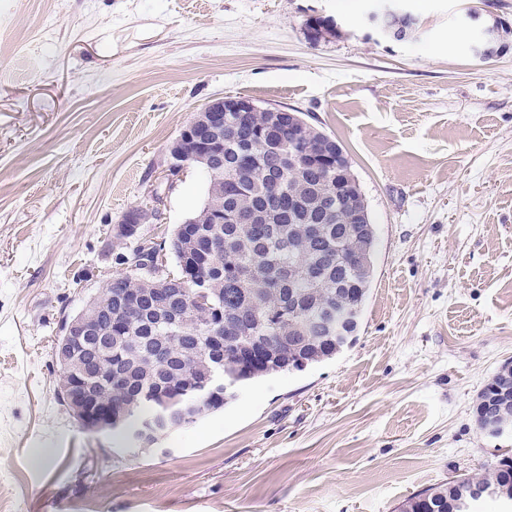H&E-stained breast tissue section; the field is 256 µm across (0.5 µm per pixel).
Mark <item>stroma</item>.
Returning <instances> with one entry per match:
<instances>
[{
    "label": "stroma",
    "mask_w": 512,
    "mask_h": 512,
    "mask_svg": "<svg viewBox=\"0 0 512 512\" xmlns=\"http://www.w3.org/2000/svg\"><path fill=\"white\" fill-rule=\"evenodd\" d=\"M372 0H0V512H398L482 475L512 435L475 405L512 360V35L479 61L473 9L403 0L414 40L365 39ZM337 22L310 39L307 22ZM292 109L347 150L377 246L355 342L242 386L140 446L56 398L63 319L107 283L119 216L206 200L167 148L217 97Z\"/></svg>",
    "instance_id": "obj_1"
}]
</instances>
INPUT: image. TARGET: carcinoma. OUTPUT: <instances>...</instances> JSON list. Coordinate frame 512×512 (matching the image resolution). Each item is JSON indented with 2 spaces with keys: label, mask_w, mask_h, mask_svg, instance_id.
Masks as SVG:
<instances>
[{
  "label": "carcinoma",
  "mask_w": 512,
  "mask_h": 512,
  "mask_svg": "<svg viewBox=\"0 0 512 512\" xmlns=\"http://www.w3.org/2000/svg\"><path fill=\"white\" fill-rule=\"evenodd\" d=\"M297 143L288 118L234 112L224 128V164L205 172L207 202L195 223L167 240L115 255L119 269L93 297L100 321L112 328V358L85 351L75 366L59 363L58 383L79 375L89 381L111 364L134 379L112 384L109 400L127 421L128 434L146 409L166 408L189 425L232 398H209L205 384L217 371L245 385L263 376L302 371L336 356L356 340L374 270L376 230L361 191L334 163L310 166L314 149L308 121ZM302 202L296 213L288 203ZM215 210L228 217L246 211L250 224H213ZM136 251L141 268H124ZM170 254L171 274L162 262ZM139 295L130 308L120 296ZM224 311V344L215 343L214 307ZM169 389L167 401L152 392ZM493 485L512 500V458L503 456L480 478L461 476L409 497L400 512H460L463 498Z\"/></svg>",
  "instance_id": "obj_1"
}]
</instances>
